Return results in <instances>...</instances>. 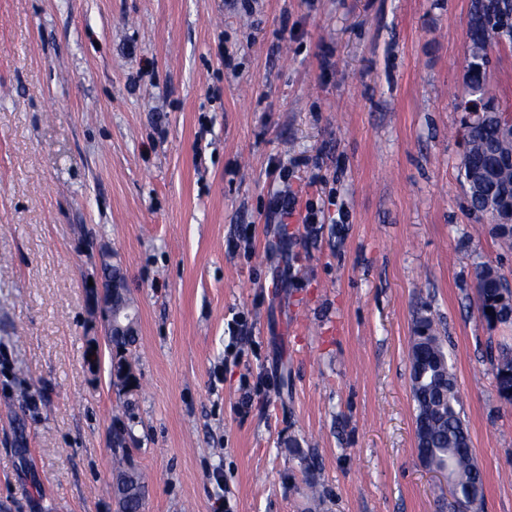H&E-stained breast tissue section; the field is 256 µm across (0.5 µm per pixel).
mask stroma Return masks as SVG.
I'll list each match as a JSON object with an SVG mask.
<instances>
[{"instance_id": "obj_1", "label": "stroma", "mask_w": 512, "mask_h": 512, "mask_svg": "<svg viewBox=\"0 0 512 512\" xmlns=\"http://www.w3.org/2000/svg\"><path fill=\"white\" fill-rule=\"evenodd\" d=\"M470 0H0V512H457L416 449L408 353L433 318L483 512H512V404L474 270L512 245L461 171ZM512 113V44L490 51ZM308 159L287 181L274 163ZM336 200L281 226L270 200ZM248 248L229 251L241 225ZM139 311L113 382L103 255ZM252 331L226 353L227 323ZM97 348V363L87 352ZM252 402L239 408L243 392ZM221 481H214V473ZM493 373L499 394L512 403V347H499L493 358ZM136 481L137 488L127 497L119 499L122 512H142L147 485L140 470L137 471Z\"/></svg>"}]
</instances>
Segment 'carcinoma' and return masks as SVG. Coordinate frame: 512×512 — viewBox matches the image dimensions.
I'll return each instance as SVG.
<instances>
[{"mask_svg":"<svg viewBox=\"0 0 512 512\" xmlns=\"http://www.w3.org/2000/svg\"><path fill=\"white\" fill-rule=\"evenodd\" d=\"M468 36L469 96L492 103L489 63L478 64L475 57L487 52L492 45L504 41L512 43V0H471ZM464 140L469 164L483 168L494 166L502 142L493 133L467 129ZM511 194L512 169L499 168L492 171L482 194L472 196L470 205L476 212H488ZM474 280L483 317L489 322L504 321L512 312V294H507L498 270L481 265L474 271ZM106 339L118 362H128L135 337L108 334ZM409 360L416 434L425 441L419 453L429 466L448 471V477L460 488L468 512H482L483 475L470 453L471 437L449 356L434 321L428 316L422 315L415 321ZM493 373L499 394L512 403V347H499L493 358ZM136 481L137 488L119 500L121 512H142L147 488L142 472H137Z\"/></svg>","mask_w":512,"mask_h":512,"instance_id":"carcinoma-1","label":"carcinoma"}]
</instances>
